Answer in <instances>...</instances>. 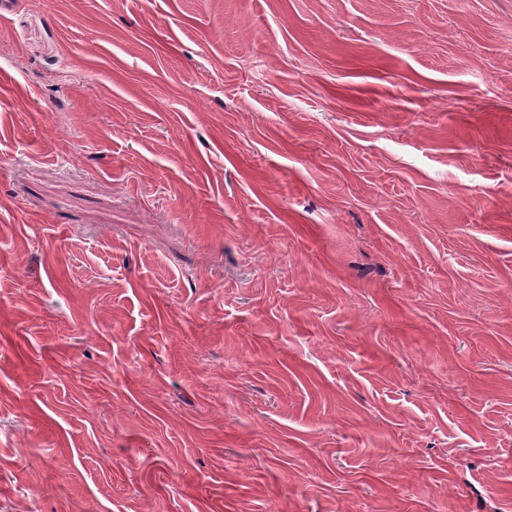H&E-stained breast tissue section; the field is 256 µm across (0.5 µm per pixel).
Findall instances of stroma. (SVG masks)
Wrapping results in <instances>:
<instances>
[{"label": "stroma", "mask_w": 512, "mask_h": 512, "mask_svg": "<svg viewBox=\"0 0 512 512\" xmlns=\"http://www.w3.org/2000/svg\"><path fill=\"white\" fill-rule=\"evenodd\" d=\"M0 512H512V0H14Z\"/></svg>", "instance_id": "1"}]
</instances>
